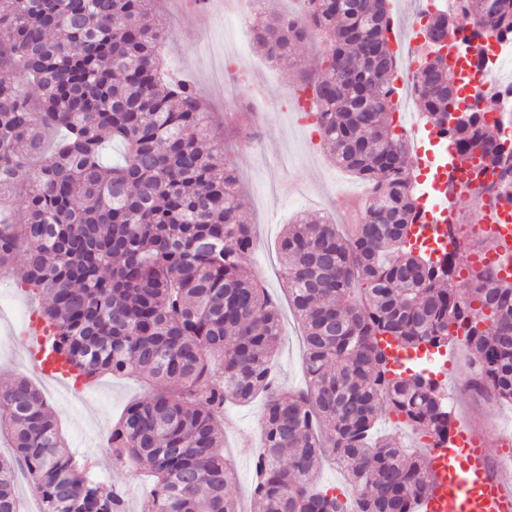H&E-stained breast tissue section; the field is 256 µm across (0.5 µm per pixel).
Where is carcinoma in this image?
I'll return each instance as SVG.
<instances>
[{
	"label": "carcinoma",
	"mask_w": 512,
	"mask_h": 512,
	"mask_svg": "<svg viewBox=\"0 0 512 512\" xmlns=\"http://www.w3.org/2000/svg\"><path fill=\"white\" fill-rule=\"evenodd\" d=\"M304 2V22L262 19L253 37L295 69L330 159L374 191L346 233L329 219L285 227L307 375L288 391L274 375L279 307L246 268L255 235L238 169L195 84L163 70L155 0H0V271L23 254L18 282L44 298L38 316L70 370L152 383L109 435L115 462L150 473L152 512H238L221 451L229 403L264 398L251 512H419L430 453L456 421L430 357L462 343L465 390L512 402V283L482 269L460 295L453 264L415 232L424 208L394 120L389 0ZM452 13L481 37L512 29V0L490 14L484 0H457ZM311 34L327 44L315 69L293 54ZM414 81L425 124L457 159L477 146L502 156L480 110L448 125L450 71L424 59ZM251 126L247 112L229 123L246 139ZM108 141L123 146L122 163H104ZM391 415L418 450L374 436ZM0 434L14 449L0 455V512H19L20 471L42 512H125L121 493L65 449L30 381L0 388ZM325 459L345 469L350 496L317 487Z\"/></svg>",
	"instance_id": "carcinoma-1"
}]
</instances>
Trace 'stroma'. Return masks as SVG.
I'll use <instances>...</instances> for the list:
<instances>
[{
    "label": "stroma",
    "mask_w": 512,
    "mask_h": 512,
    "mask_svg": "<svg viewBox=\"0 0 512 512\" xmlns=\"http://www.w3.org/2000/svg\"><path fill=\"white\" fill-rule=\"evenodd\" d=\"M157 14L168 30L166 56L172 72L191 77L197 85L205 111L216 121L224 119V102L211 70L215 61L242 73L239 94L251 98L261 88L264 99L278 101L282 109L267 117L259 141L232 140L226 154L240 173V193L248 217L255 226L256 245L249 267L263 279L281 311L282 338L276 358L281 387L296 389L305 384L300 325L283 288L278 241L285 224L296 217H331L343 223L344 189L356 184L352 174L333 165L320 138L300 127L296 110L295 76L288 67L272 65L253 39H246L243 52L225 48V40L237 35L236 19L194 8L182 11L176 0H157ZM448 376L444 386L457 417L469 418L496 443L499 434L512 431V404L478 403L462 388L465 352L448 353ZM26 378L43 390L57 419L67 448L77 457L91 460L99 479L124 490L127 512H148L143 487L149 478L130 465L113 463L108 433L125 406L147 396L149 386L129 375H101L80 385L83 400L65 399V386H50L38 375L21 346L0 349V386ZM262 401L246 406L228 405L224 411V454L234 471L230 492L241 512H250L254 464L238 451L239 443L261 441Z\"/></svg>",
    "instance_id": "35a3bbf8"
}]
</instances>
